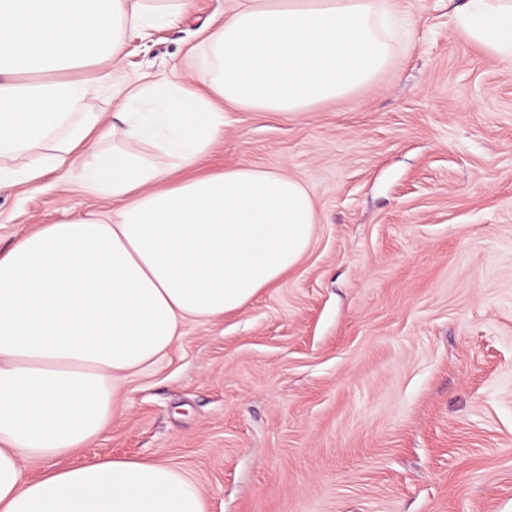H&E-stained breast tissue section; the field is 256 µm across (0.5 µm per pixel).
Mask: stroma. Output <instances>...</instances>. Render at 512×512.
<instances>
[{
  "mask_svg": "<svg viewBox=\"0 0 512 512\" xmlns=\"http://www.w3.org/2000/svg\"><path fill=\"white\" fill-rule=\"evenodd\" d=\"M467 0H394L392 66L281 114L224 108L207 161L299 178L319 215L295 270L114 383L83 458L160 460L207 512H512V60L464 34ZM228 0L126 41L116 84L208 70ZM80 168L0 185V250L109 212Z\"/></svg>",
  "mask_w": 512,
  "mask_h": 512,
  "instance_id": "stroma-1",
  "label": "stroma"
}]
</instances>
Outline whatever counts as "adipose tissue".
Instances as JSON below:
<instances>
[{
  "mask_svg": "<svg viewBox=\"0 0 512 512\" xmlns=\"http://www.w3.org/2000/svg\"><path fill=\"white\" fill-rule=\"evenodd\" d=\"M468 38L512 58V0H471ZM188 0H0V181L34 183L86 155L85 190L111 197L0 251V512H206L194 481L157 460L81 459L112 420L114 379L153 365L189 320L242 309L307 253L318 214L298 178L236 166L174 180L224 132V104L309 112L393 62L392 0H231L208 37V95L172 69L118 87L120 112L85 111L92 85L56 72L119 63L128 36ZM115 138L111 151L100 143ZM173 159L160 166L144 141ZM71 458L27 479L24 459Z\"/></svg>",
  "mask_w": 512,
  "mask_h": 512,
  "instance_id": "1",
  "label": "adipose tissue"
}]
</instances>
